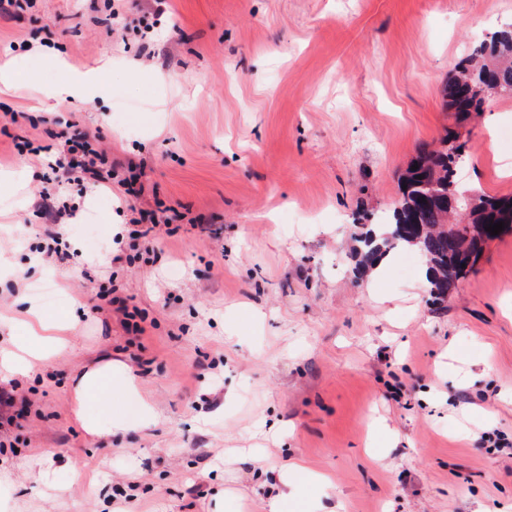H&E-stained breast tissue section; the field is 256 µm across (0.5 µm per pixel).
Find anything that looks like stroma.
<instances>
[{
    "label": "stroma",
    "mask_w": 512,
    "mask_h": 512,
    "mask_svg": "<svg viewBox=\"0 0 512 512\" xmlns=\"http://www.w3.org/2000/svg\"><path fill=\"white\" fill-rule=\"evenodd\" d=\"M94 0H36L0 17V63L24 62L0 93V316L22 298L83 312L64 354L12 385L0 426V512H263V472L301 482L281 512H512V234L436 302L418 254L353 275L358 222L387 220L422 146L455 131L461 188L512 196V98L457 122L441 86L472 42L512 21V0H127L111 30ZM52 37L62 63L28 68ZM95 72L92 104L56 96ZM133 162L107 189H71L70 263L28 265L52 227L34 202L50 121ZM137 178L138 198L123 182ZM155 219L148 252L113 246ZM205 216L209 228L193 227ZM120 287L145 316L125 330L96 294ZM111 354L154 408L150 428L86 437L71 379Z\"/></svg>",
    "instance_id": "stroma-1"
}]
</instances>
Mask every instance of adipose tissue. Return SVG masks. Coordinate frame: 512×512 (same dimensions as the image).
I'll return each mask as SVG.
<instances>
[{
    "label": "adipose tissue",
    "instance_id": "obj_1",
    "mask_svg": "<svg viewBox=\"0 0 512 512\" xmlns=\"http://www.w3.org/2000/svg\"><path fill=\"white\" fill-rule=\"evenodd\" d=\"M25 313L38 333L23 337L11 332L6 338H0V377L28 374L37 362L60 356L68 347L67 337L60 334L61 324L47 316L36 302H29ZM138 395L136 376L108 354L98 356L79 372L70 387L74 418L90 437L104 434L102 418L106 415L111 416L112 425L117 429L130 424L140 429L149 427L154 421L149 406H142L139 419L132 423L117 409L119 402Z\"/></svg>",
    "mask_w": 512,
    "mask_h": 512
}]
</instances>
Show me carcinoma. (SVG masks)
Listing matches in <instances>:
<instances>
[{
	"label": "carcinoma",
	"mask_w": 512,
	"mask_h": 512,
	"mask_svg": "<svg viewBox=\"0 0 512 512\" xmlns=\"http://www.w3.org/2000/svg\"><path fill=\"white\" fill-rule=\"evenodd\" d=\"M442 98L456 120H467L498 96L512 97V23L502 26L463 57L442 85ZM465 144L446 132L441 146L420 149L401 179L406 189L392 207L390 220L363 224L356 233L355 272L363 277L376 261L399 247L424 254L427 281L444 300L474 269L484 246L496 236L490 224L512 231V196L489 195L458 186Z\"/></svg>",
	"instance_id": "carcinoma-1"
}]
</instances>
